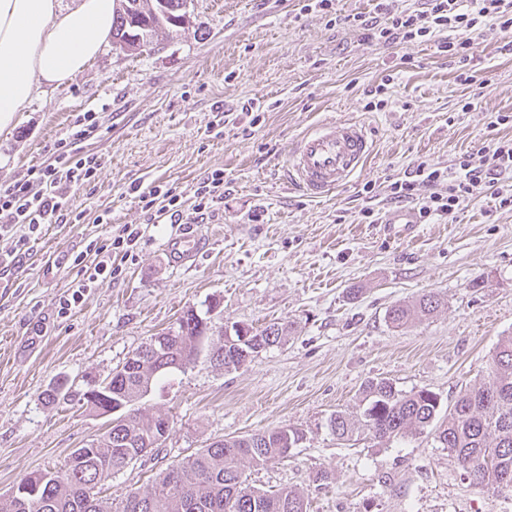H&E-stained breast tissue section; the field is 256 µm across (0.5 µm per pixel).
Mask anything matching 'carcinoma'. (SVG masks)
Here are the masks:
<instances>
[{"label":"carcinoma","instance_id":"carcinoma-1","mask_svg":"<svg viewBox=\"0 0 512 512\" xmlns=\"http://www.w3.org/2000/svg\"><path fill=\"white\" fill-rule=\"evenodd\" d=\"M112 41L147 48L162 26L176 25L186 0H122ZM442 306L435 293L387 311V320L403 326L434 314ZM288 327L271 323L244 329L233 341L214 336L194 310L177 319V329L157 336L167 353L161 359L139 346L122 366L105 378L104 387L57 382L43 393L48 405H78L95 416H109L108 429L82 448L74 449L55 471L30 473L20 483L24 495L0 496V512H307L302 492L254 487L245 466L264 467L290 457L304 440V432L286 426L232 437L209 444L170 466L144 489L131 490L120 502L100 496L103 483L153 450L164 437L168 417L138 407L163 377L184 371L207 351L211 365L226 372L242 367L260 351L281 344ZM359 422L343 412L332 414L328 427L339 441H350L358 428L388 443L432 427L440 400L422 388L403 391L387 379L371 380L364 389ZM435 438L455 455L474 484L512 493V335L502 337L489 362L485 382L460 395L448 419L435 427Z\"/></svg>","mask_w":512,"mask_h":512}]
</instances>
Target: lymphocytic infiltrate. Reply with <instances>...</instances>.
<instances>
[{
    "label": "lymphocytic infiltrate",
    "mask_w": 512,
    "mask_h": 512,
    "mask_svg": "<svg viewBox=\"0 0 512 512\" xmlns=\"http://www.w3.org/2000/svg\"><path fill=\"white\" fill-rule=\"evenodd\" d=\"M377 8L379 18L359 21L366 38L393 44L436 41L439 52L458 66L459 80L467 84L476 80L467 69L475 39L490 32L504 39L512 37V0H427L422 10L404 8L400 0H379ZM95 127L94 113L77 116L67 137L54 144L52 164L31 169L23 178L0 187V233H11L19 224L35 231L41 225L66 220L70 191L90 186L96 179L97 158L79 152L80 142ZM442 184L447 187L443 193L438 190ZM421 187L427 188L426 196H417ZM481 192L512 207L511 140L488 142L446 168L420 162L390 185L391 200L418 202L419 216L426 220H453L459 206L476 200ZM141 236L139 228L127 225L111 243L97 246L96 262L80 280V287L117 274L113 250H130Z\"/></svg>",
    "instance_id": "obj_1"
}]
</instances>
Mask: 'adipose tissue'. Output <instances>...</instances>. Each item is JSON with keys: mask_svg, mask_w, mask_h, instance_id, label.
Returning <instances> with one entry per match:
<instances>
[{"mask_svg": "<svg viewBox=\"0 0 512 512\" xmlns=\"http://www.w3.org/2000/svg\"><path fill=\"white\" fill-rule=\"evenodd\" d=\"M116 0H0V131L15 126L36 82L62 86L112 37Z\"/></svg>", "mask_w": 512, "mask_h": 512, "instance_id": "obj_1", "label": "adipose tissue"}]
</instances>
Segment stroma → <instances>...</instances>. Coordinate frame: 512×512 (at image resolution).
Returning a JSON list of instances; mask_svg holds the SVG:
<instances>
[{"mask_svg": "<svg viewBox=\"0 0 512 512\" xmlns=\"http://www.w3.org/2000/svg\"><path fill=\"white\" fill-rule=\"evenodd\" d=\"M375 6L334 0V24L301 0H224L220 10L191 0L190 26L162 30L139 53L106 46L69 84L38 86L18 124L0 131L3 186L47 161L80 112L98 115L83 149L100 162L94 188L71 193L79 223L34 233L20 224L0 238L2 256L28 240L0 278V494L31 471L60 468L106 429L104 417L45 406L50 383L106 377L191 308L216 327L278 321L293 331L238 370L202 357L165 377L141 401L168 416L165 441L108 480L103 497L121 501L212 442L294 426L306 439L292 457L247 475L264 491H302L308 512H512V496L474 485L431 434L380 445L362 432L342 443L327 426L335 412L358 414L372 379L432 390L448 410L512 335V209L485 197L452 222L425 224L415 204L389 198L420 162L446 167L512 139V125L491 123L512 113V50L494 35L478 40L476 92L434 43L365 39L350 18L375 16ZM387 76V108L368 111V90ZM470 96L475 107L462 111ZM331 118L364 122L374 151L350 186L313 202L288 188L283 164L293 140ZM216 171L221 197L194 213L195 189ZM151 183L182 195L179 223L143 209L132 188ZM127 224L144 234L132 253H113L120 276L98 279L60 315V299L94 265L73 257ZM189 230L208 249L173 267L166 245ZM427 292L445 301L435 316L386 321L392 305ZM321 470L335 483L316 482Z\"/></svg>", "mask_w": 512, "mask_h": 512, "instance_id": "obj_1", "label": "stroma"}]
</instances>
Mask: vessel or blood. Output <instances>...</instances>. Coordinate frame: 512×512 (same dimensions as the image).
Here are the masks:
<instances>
[{
  "label": "vessel or blood",
  "instance_id": "obj_1",
  "mask_svg": "<svg viewBox=\"0 0 512 512\" xmlns=\"http://www.w3.org/2000/svg\"><path fill=\"white\" fill-rule=\"evenodd\" d=\"M373 153V141L365 123L329 121L303 134L289 148L284 177L287 184L308 199L327 198L361 171ZM207 247L206 239L185 232L167 249L171 266L182 267Z\"/></svg>",
  "mask_w": 512,
  "mask_h": 512
}]
</instances>
